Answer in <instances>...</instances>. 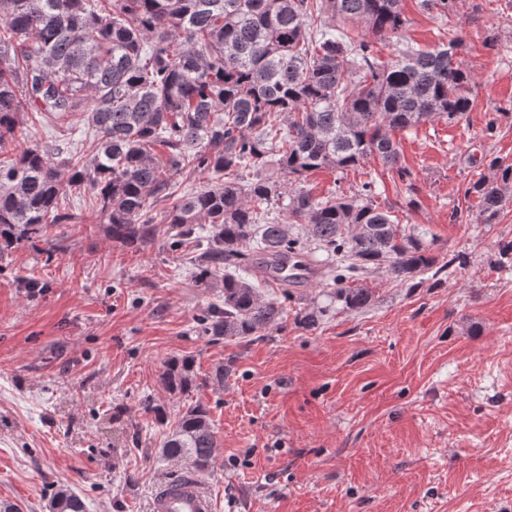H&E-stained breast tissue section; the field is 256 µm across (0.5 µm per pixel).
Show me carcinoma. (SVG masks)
Returning a JSON list of instances; mask_svg holds the SVG:
<instances>
[{
  "label": "carcinoma",
  "instance_id": "carcinoma-1",
  "mask_svg": "<svg viewBox=\"0 0 512 512\" xmlns=\"http://www.w3.org/2000/svg\"><path fill=\"white\" fill-rule=\"evenodd\" d=\"M406 23L401 0H0V245L72 223L62 200L75 194L106 220L112 241L144 247L157 234L146 215L164 203L170 250L200 251L192 278L223 291L203 333L241 341L282 322L299 280L271 270L304 256L307 241L336 262L326 293L346 309L371 302L368 289L349 285L370 269L421 286L419 276H437L459 257L437 265L415 228L380 209L374 181L351 196L289 188L369 157L410 184L395 133L466 116L473 76L456 59L460 38L380 60L375 40L400 35ZM33 112L83 124L96 138L85 153L59 146L53 157L22 147L18 133ZM268 162L280 179L243 176ZM183 172L216 181L178 197L173 176ZM510 191L512 165L493 182L470 180L477 223H499ZM284 198L288 219L279 222L271 210ZM326 312L307 308L296 319L313 327ZM160 380L172 395L189 394L199 385L194 360L168 361ZM217 448L209 412L196 403L160 453L209 475ZM49 509L87 512L65 486Z\"/></svg>",
  "mask_w": 512,
  "mask_h": 512
}]
</instances>
